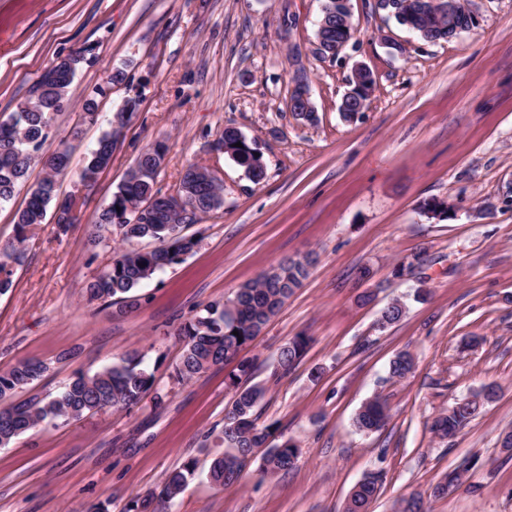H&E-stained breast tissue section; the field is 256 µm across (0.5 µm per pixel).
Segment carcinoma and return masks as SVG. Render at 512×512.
I'll return each mask as SVG.
<instances>
[{
	"instance_id": "cac0c4a2",
	"label": "carcinoma",
	"mask_w": 512,
	"mask_h": 512,
	"mask_svg": "<svg viewBox=\"0 0 512 512\" xmlns=\"http://www.w3.org/2000/svg\"><path fill=\"white\" fill-rule=\"evenodd\" d=\"M414 0L411 10L397 15L402 25H412L424 41L435 43L471 29L475 24L468 0ZM321 18L328 24L325 38L336 40L350 34L349 15L339 0H324ZM84 56L75 53L61 62L62 71L54 76L42 75L31 87V98L20 104L17 111L0 119V203L10 201L19 185L25 183L33 164L43 163L44 176L32 185L23 207L16 210L14 224L16 245L0 260V294L13 285V270L9 260L23 253V244L35 226L43 223L47 206L57 192L58 177L65 174L70 164V151L63 147L42 162V146L49 136L52 117L69 98L79 65ZM374 83L372 72L360 69L354 75L351 88L356 96L347 104L345 117L368 100ZM137 102L130 100L123 107L120 118L112 121L115 129L102 135L89 153L82 179L95 181L97 175L109 167L115 140L121 129L131 122ZM218 142L224 155L244 168L248 178L255 182L265 177V166L256 149L236 127L226 126ZM152 149L142 153L113 193L109 205L98 215V227L113 228L121 241L150 240L157 246L150 250L131 249L113 258L97 276L86 285L89 300L113 299L123 312L136 305L130 292L156 273L191 253L198 245L194 236L183 234L185 224L201 214H207L224 205L223 187L208 169L189 166L181 176L175 193L185 201L183 212L164 209L167 194L155 188L161 161L151 156ZM310 261L280 262L264 271L255 281L241 286L227 303L207 304L191 320L182 325L178 336L183 341L178 376L191 380L213 366L237 361L230 375L236 387L235 398L224 415L221 440L224 455L215 458L208 470L209 482L217 488L229 486L240 478L246 465L247 453L252 448L265 446L260 472L272 475L295 467L298 450L289 440L275 442V424L258 423L257 409L267 388L251 383L254 362L239 357L263 331L268 322L282 309L294 289L308 275ZM406 313L405 304L393 301L381 311L382 328L399 322ZM310 339L296 336L280 348L275 359L273 376L288 374L304 355ZM413 368V358L398 354L390 364V377L402 379ZM47 370L41 361L23 360L10 369L0 371V400L38 380ZM154 372L145 365L143 357L131 354L117 363L85 374L79 373L52 398L33 397L0 409V446H5L27 431L43 423L58 420H79L107 408L125 409L138 404L152 389ZM495 393L492 386L472 395V400L460 409H451L435 417L430 431L441 440H450L476 415L480 404ZM389 418L387 402L378 397L365 403L355 417L356 428L364 433L384 428ZM191 460L173 470L166 478L159 495L135 500L132 512H169L171 504L182 494L195 473ZM462 474L454 469L446 473L430 488L429 496L444 498L461 484ZM381 474H372L359 482L350 492L344 512H368V504L375 497Z\"/></svg>"
}]
</instances>
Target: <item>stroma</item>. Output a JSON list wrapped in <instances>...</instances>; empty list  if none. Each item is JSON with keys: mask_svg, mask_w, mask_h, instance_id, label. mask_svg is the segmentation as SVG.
<instances>
[{"mask_svg": "<svg viewBox=\"0 0 512 512\" xmlns=\"http://www.w3.org/2000/svg\"><path fill=\"white\" fill-rule=\"evenodd\" d=\"M322 4L0 0V118L60 58L85 54L44 147L71 148L57 198L76 197L80 221L63 231L47 213L28 240L0 295V371L30 358L48 364L16 402L57 395L74 375L133 352L155 376L136 406L44 424L0 447V512H123L191 459L197 473L171 512H342L371 473L383 481L369 512H397L413 493L428 512H512V456L500 446L512 430V0H469L475 26L437 43L411 35L383 0H351L352 37L333 58L315 52ZM360 65L374 85L346 121L339 104ZM116 68L125 79L109 83ZM300 78L311 87V124L289 110ZM88 98L92 123L82 119ZM131 98L138 108L111 166L85 186L90 149ZM228 126L252 141L263 181L212 151ZM158 141L157 188L172 192L188 165H205L224 183V206L186 226L198 246L137 288L136 308L120 314L85 291L122 246L96 217ZM433 198L448 202L447 217L423 211ZM306 256L308 277L243 352L254 382L268 387L260 419L298 446L297 464L264 477L255 458L234 485L214 488L205 473L224 451L234 365L178 380V330L272 264ZM416 256L420 265L405 271ZM366 292L374 299L364 304ZM395 299L405 316L379 329ZM299 335L311 339L305 355L270 381L279 349ZM401 352L414 368L396 380L389 363ZM489 383L496 398L455 438L431 433L433 417ZM375 396L389 419L360 433L353 419ZM457 468L462 485L429 498Z\"/></svg>", "mask_w": 512, "mask_h": 512, "instance_id": "obj_1", "label": "stroma"}]
</instances>
